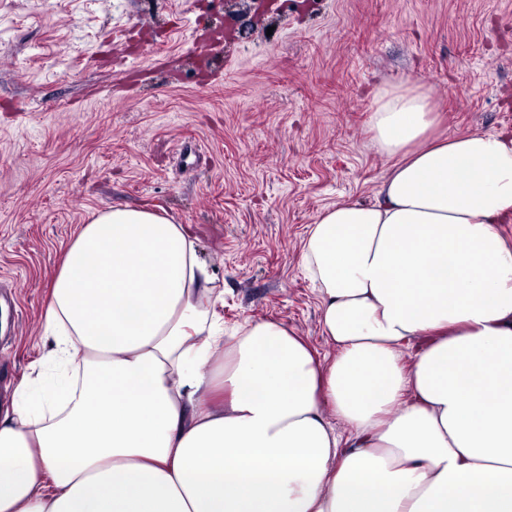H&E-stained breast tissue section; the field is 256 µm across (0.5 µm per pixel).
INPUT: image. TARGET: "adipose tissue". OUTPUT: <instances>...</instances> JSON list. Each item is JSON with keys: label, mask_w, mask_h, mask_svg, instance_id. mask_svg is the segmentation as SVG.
<instances>
[{"label": "adipose tissue", "mask_w": 512, "mask_h": 512, "mask_svg": "<svg viewBox=\"0 0 512 512\" xmlns=\"http://www.w3.org/2000/svg\"><path fill=\"white\" fill-rule=\"evenodd\" d=\"M438 120L425 84L377 88L391 174L308 227L330 360L225 331L184 225L93 215L0 409V512H512V134Z\"/></svg>", "instance_id": "adipose-tissue-1"}]
</instances>
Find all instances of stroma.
<instances>
[{
  "mask_svg": "<svg viewBox=\"0 0 512 512\" xmlns=\"http://www.w3.org/2000/svg\"><path fill=\"white\" fill-rule=\"evenodd\" d=\"M419 82L446 135L512 132V0H0V406L38 367L66 246L115 206L189 226L225 328L332 355L306 227L373 200L372 94Z\"/></svg>",
  "mask_w": 512,
  "mask_h": 512,
  "instance_id": "stroma-1",
  "label": "stroma"
}]
</instances>
